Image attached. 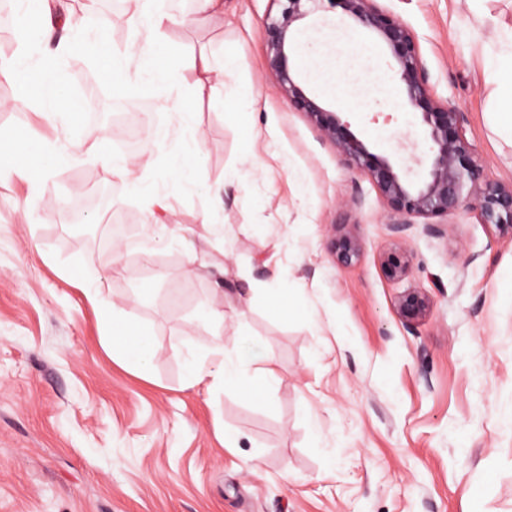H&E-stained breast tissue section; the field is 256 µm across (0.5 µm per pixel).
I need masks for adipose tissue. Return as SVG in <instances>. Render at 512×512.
Here are the masks:
<instances>
[{"label":"adipose tissue","instance_id":"ef3b65f1","mask_svg":"<svg viewBox=\"0 0 512 512\" xmlns=\"http://www.w3.org/2000/svg\"><path fill=\"white\" fill-rule=\"evenodd\" d=\"M128 25L142 37L136 52L121 57L101 49V34L106 19L98 9V0H88L82 14L65 15L62 24L65 31L49 58H60L69 53L80 52L91 58L97 68L99 79L109 85L116 96H125L128 90L151 89L159 81H166L175 91L173 108L178 120V133L172 138L168 160L163 168H156L153 160H146L143 171L136 180L138 194L147 211L167 206L166 186L187 182L199 152L201 133L196 122V105L204 92L221 88V70L209 55L203 54L192 65L191 75L180 72H160L156 66L155 47L162 30L175 20L172 0H126ZM86 30L83 39H70L72 31ZM49 58H38L28 46H21L19 54L9 61L0 60V77L14 79L30 77L46 87L38 98L34 111L52 117L64 108L71 97L67 85L51 77L48 71ZM484 67L492 86L491 97L495 104L493 114L497 129L512 134V24L499 25L498 47L484 56ZM97 143V130L83 128L79 140L63 139L52 147L50 154L24 146L17 147L21 176L30 184L32 191H40L49 176L48 159L60 163L72 160L76 142ZM254 364L264 365L266 373H274L275 362L264 346L257 340L243 338L233 353H225L221 342L199 351L188 350L184 356L189 386L210 381L242 380L248 368Z\"/></svg>","mask_w":512,"mask_h":512}]
</instances>
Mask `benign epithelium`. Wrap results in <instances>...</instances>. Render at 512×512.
Masks as SVG:
<instances>
[{"label":"benign epithelium","mask_w":512,"mask_h":512,"mask_svg":"<svg viewBox=\"0 0 512 512\" xmlns=\"http://www.w3.org/2000/svg\"><path fill=\"white\" fill-rule=\"evenodd\" d=\"M278 16L265 26L267 63L287 103L305 115L322 137L353 161L375 184L389 207L397 213L429 220L428 231L443 232L442 219L466 208L477 211L481 223L493 227L495 236L512 239V183L482 178L474 160V148L465 135L466 118L456 107L437 100L428 86L418 40L397 16L377 4V0H328L331 8L372 31L384 44L394 70L405 86L409 104L420 114L432 143L428 179L422 184L407 181L389 158L371 151L337 113L323 107L308 94L290 68L296 45L293 32L308 15L307 0H276ZM335 262L350 265L362 251L355 231L343 227L327 243ZM413 257L401 240L383 255L387 278L399 281L412 272ZM431 298L419 288H409L397 297L396 307L404 322L413 327L426 316Z\"/></svg>","instance_id":"7a95c632"}]
</instances>
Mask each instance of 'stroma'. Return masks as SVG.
<instances>
[{"mask_svg":"<svg viewBox=\"0 0 512 512\" xmlns=\"http://www.w3.org/2000/svg\"><path fill=\"white\" fill-rule=\"evenodd\" d=\"M416 35L437 99L466 116V137L485 180L512 182V143L491 129L482 53L497 45L512 0H379ZM290 66L345 61L353 40L376 45L349 78L351 98L329 109L409 182L428 175L431 142L377 37L327 0H311ZM276 0H224L223 20L199 22L177 0V25L156 54L188 72L208 53L234 58L256 133L247 144L221 98L203 97L195 186L169 189L151 218L132 179L99 157L53 169L39 193L0 179V512H512V240L493 236L475 211L452 215L443 235L421 219L403 232L371 179L342 157L278 92L267 68L264 24ZM54 73L75 105L87 101L93 62L75 53ZM32 83L0 78V134L16 144L77 137L83 114L50 124L24 106ZM167 91L116 99L99 84V150L132 171L144 150L176 135ZM112 188L111 224H69L65 208L90 187ZM38 219L21 223L22 207ZM355 228L359 259L334 262L335 228ZM410 276L388 279L381 260L396 239ZM192 244V252L177 240ZM164 279H155L156 271ZM291 287L312 318L271 316L255 284ZM99 288L105 300L86 297ZM409 288L432 300L406 326L396 299ZM155 345L147 368L112 351V308ZM224 314L225 352L261 341L275 375L249 369L246 385H185L183 354L211 345L205 308ZM237 438L225 447L224 433Z\"/></svg>","mask_w":512,"mask_h":512,"instance_id":"obj_1","label":"stroma"}]
</instances>
